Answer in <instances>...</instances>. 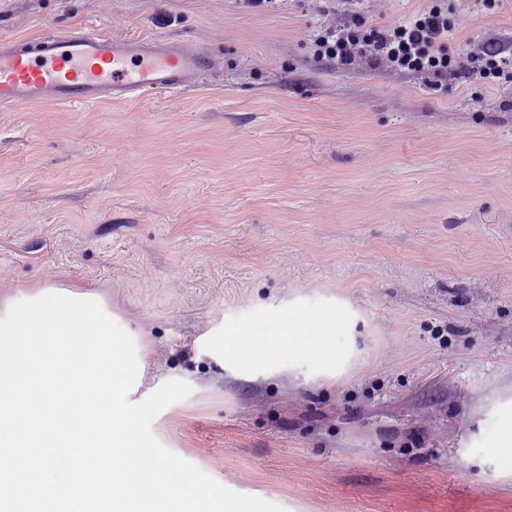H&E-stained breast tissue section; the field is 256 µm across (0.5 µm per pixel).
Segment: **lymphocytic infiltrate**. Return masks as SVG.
Instances as JSON below:
<instances>
[{"instance_id":"f902f5d3","label":"lymphocytic infiltrate","mask_w":512,"mask_h":512,"mask_svg":"<svg viewBox=\"0 0 512 512\" xmlns=\"http://www.w3.org/2000/svg\"><path fill=\"white\" fill-rule=\"evenodd\" d=\"M447 38L448 15L432 4L403 23L367 25L354 19L325 28L315 36L313 47L320 59L346 64L360 57L438 80L477 74L491 81L501 78L503 66L512 63V49L492 40L471 45L463 55H449Z\"/></svg>"}]
</instances>
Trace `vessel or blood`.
I'll return each mask as SVG.
<instances>
[{
	"instance_id": "obj_1",
	"label": "vessel or blood",
	"mask_w": 512,
	"mask_h": 512,
	"mask_svg": "<svg viewBox=\"0 0 512 512\" xmlns=\"http://www.w3.org/2000/svg\"><path fill=\"white\" fill-rule=\"evenodd\" d=\"M211 55L174 39L116 37L103 31L0 40V108L89 105L163 88L196 87Z\"/></svg>"
}]
</instances>
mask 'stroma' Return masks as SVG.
Returning a JSON list of instances; mask_svg holds the SVG:
<instances>
[{"label":"stroma","mask_w":512,"mask_h":512,"mask_svg":"<svg viewBox=\"0 0 512 512\" xmlns=\"http://www.w3.org/2000/svg\"><path fill=\"white\" fill-rule=\"evenodd\" d=\"M428 0H348L388 24ZM339 0H0V39L102 28L216 60L197 90L0 109V300L99 293L156 439L282 512H512V78L316 59ZM448 51L512 0H443ZM332 348L334 370L318 358ZM488 421V429L493 428L494 432L481 442L485 460L493 465L512 460V403L493 408L488 413Z\"/></svg>","instance_id":"obj_1"}]
</instances>
